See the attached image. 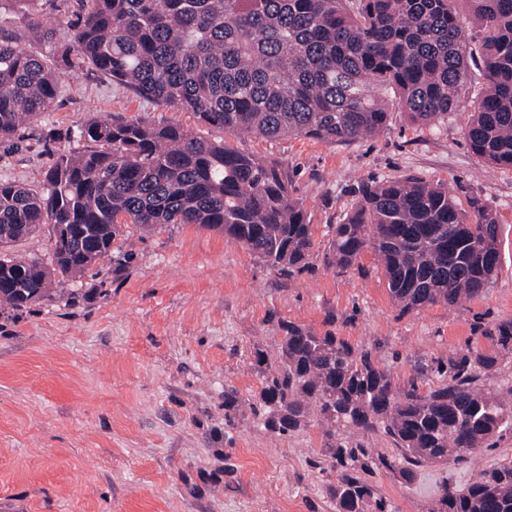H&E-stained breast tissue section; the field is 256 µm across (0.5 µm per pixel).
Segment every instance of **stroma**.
Returning <instances> with one entry per match:
<instances>
[{
  "mask_svg": "<svg viewBox=\"0 0 512 512\" xmlns=\"http://www.w3.org/2000/svg\"><path fill=\"white\" fill-rule=\"evenodd\" d=\"M85 12L81 0L29 4L66 35ZM474 101L465 92L457 112L430 126L391 109L384 133L350 144L264 139L225 134L90 69L60 70L52 108L0 141V181L40 190L59 153L83 149L75 134L94 113L174 124L288 166L319 249L354 206L359 181L413 175L496 210L502 266L461 307L403 315L368 252L347 269L319 263L288 275L217 230L128 225L81 279L57 283L29 309L0 310V512H336L318 418L279 436L264 425L269 409L255 406L288 321L369 351L401 394L440 384L437 365L471 349L498 358L482 380L488 391L512 385V351L485 334L512 320V169L467 147ZM228 394L240 400L229 421ZM508 461L512 432L467 463L423 466L409 483L382 471L373 482L397 512H430L444 487L463 489Z\"/></svg>",
  "mask_w": 512,
  "mask_h": 512,
  "instance_id": "stroma-1",
  "label": "stroma"
}]
</instances>
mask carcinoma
I'll list each match as a JSON object with an SVG mask.
<instances>
[{
	"instance_id": "1",
	"label": "carcinoma",
	"mask_w": 512,
	"mask_h": 512,
	"mask_svg": "<svg viewBox=\"0 0 512 512\" xmlns=\"http://www.w3.org/2000/svg\"><path fill=\"white\" fill-rule=\"evenodd\" d=\"M85 2L68 40L32 17L17 31L0 27L1 139L52 107L61 66L90 67L229 134L349 143L382 131L393 105L415 124L447 119L465 88L470 53L480 55L481 82L464 140L483 162L512 169V0H467L469 29L454 0ZM26 39L57 65L25 51ZM80 138L103 148L58 155L42 191L0 182V249L44 224L77 237L69 248L54 246L50 268L0 254V307L43 301L55 278H76L111 253L127 224L217 229L290 275L321 255L293 176L276 160L137 120L93 117ZM500 237L489 205L466 209L443 183L399 177L359 187L321 256L344 269L372 251L404 315L481 295L500 269L485 240ZM487 335L512 349L511 320ZM497 362L465 354L439 367L448 381L400 397L391 372L369 352L290 323L259 401L280 435L312 415L327 425L338 512H394L369 477L384 469L409 482L420 467L462 463L512 428V385L496 394L479 387ZM337 424L349 435L336 436ZM378 429L394 453H368L362 438ZM432 512H512V462L489 467L463 490L444 488Z\"/></svg>"
}]
</instances>
